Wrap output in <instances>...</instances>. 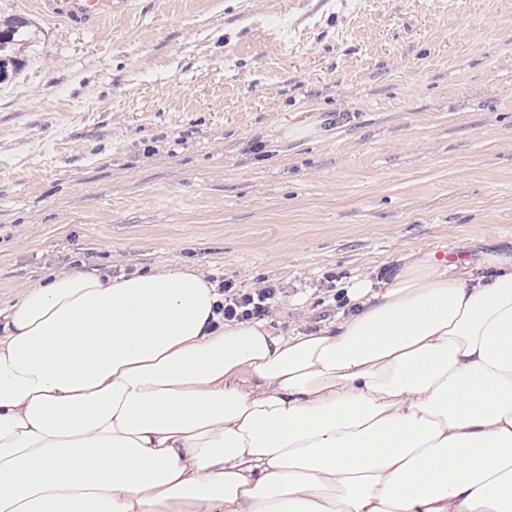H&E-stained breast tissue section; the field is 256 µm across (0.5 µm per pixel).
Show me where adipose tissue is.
Returning <instances> with one entry per match:
<instances>
[{
	"instance_id": "obj_1",
	"label": "adipose tissue",
	"mask_w": 512,
	"mask_h": 512,
	"mask_svg": "<svg viewBox=\"0 0 512 512\" xmlns=\"http://www.w3.org/2000/svg\"><path fill=\"white\" fill-rule=\"evenodd\" d=\"M306 335L174 268L0 318V512H512V250L343 282Z\"/></svg>"
}]
</instances>
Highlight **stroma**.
Instances as JSON below:
<instances>
[{
    "label": "stroma",
    "instance_id": "1",
    "mask_svg": "<svg viewBox=\"0 0 512 512\" xmlns=\"http://www.w3.org/2000/svg\"><path fill=\"white\" fill-rule=\"evenodd\" d=\"M0 85V309L44 274L179 264L286 295L512 241V0H142L83 29L38 0Z\"/></svg>",
    "mask_w": 512,
    "mask_h": 512
}]
</instances>
